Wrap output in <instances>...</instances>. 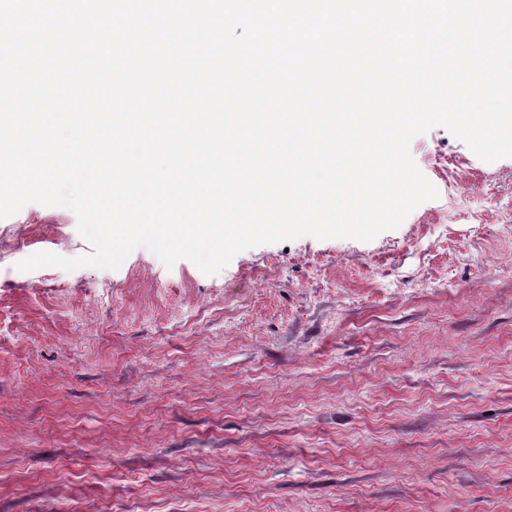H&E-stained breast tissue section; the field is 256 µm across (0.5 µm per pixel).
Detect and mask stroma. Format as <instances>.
I'll return each mask as SVG.
<instances>
[{"label":"stroma","mask_w":512,"mask_h":512,"mask_svg":"<svg viewBox=\"0 0 512 512\" xmlns=\"http://www.w3.org/2000/svg\"><path fill=\"white\" fill-rule=\"evenodd\" d=\"M436 199L374 240L305 236L219 274L0 219V512H512V158L447 129Z\"/></svg>","instance_id":"obj_1"}]
</instances>
